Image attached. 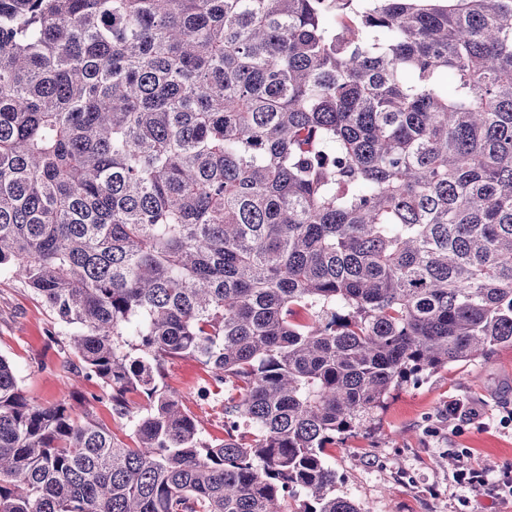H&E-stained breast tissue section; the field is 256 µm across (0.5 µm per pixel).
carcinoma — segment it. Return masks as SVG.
I'll return each mask as SVG.
<instances>
[{
    "instance_id": "1",
    "label": "carcinoma",
    "mask_w": 512,
    "mask_h": 512,
    "mask_svg": "<svg viewBox=\"0 0 512 512\" xmlns=\"http://www.w3.org/2000/svg\"><path fill=\"white\" fill-rule=\"evenodd\" d=\"M2 269L133 444L0 357V512H362L324 449L512 347V0H0ZM165 382L180 392L183 405L201 421L208 440L224 439V387L211 380L202 364L190 358L170 361L165 365Z\"/></svg>"
}]
</instances>
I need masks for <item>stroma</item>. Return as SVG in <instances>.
Segmentation results:
<instances>
[{
    "instance_id": "35a3bbf8",
    "label": "stroma",
    "mask_w": 512,
    "mask_h": 512,
    "mask_svg": "<svg viewBox=\"0 0 512 512\" xmlns=\"http://www.w3.org/2000/svg\"><path fill=\"white\" fill-rule=\"evenodd\" d=\"M54 315L17 278L0 275V356L9 360L20 387L38 405L81 404L104 425L112 412L99 386L69 356ZM166 383L202 423L209 439L224 436L223 387L190 358L165 366ZM476 403L478 420L450 422L449 399ZM512 348L449 366L396 387L362 431L337 438L325 458L336 471V492L364 512H512L489 490L457 485L449 457H467L495 470L512 465Z\"/></svg>"
}]
</instances>
